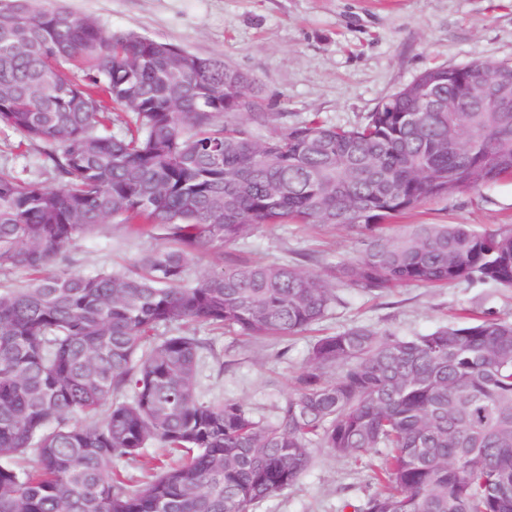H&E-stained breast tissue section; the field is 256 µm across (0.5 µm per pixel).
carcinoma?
Segmentation results:
<instances>
[{"mask_svg": "<svg viewBox=\"0 0 512 512\" xmlns=\"http://www.w3.org/2000/svg\"><path fill=\"white\" fill-rule=\"evenodd\" d=\"M196 59L0 0V124L43 143L62 179L0 171V270L37 274L0 290V512H250L295 484L313 448L377 456L375 489L343 505L353 512H512V322L322 336L270 419L206 398L207 345L181 330L286 338L336 305L334 287L295 266L223 262L260 224L357 233L360 256L340 273L368 294L512 289V224L389 223L512 177V112L491 110L512 91V63L430 69L343 127L290 126L248 74ZM432 89L446 111H418ZM114 122L123 130L105 132ZM108 219L137 235L161 227L169 245L124 272L65 269L75 238ZM206 251L215 262L189 281ZM150 444L177 461L131 489L115 464Z\"/></svg>", "mask_w": 512, "mask_h": 512, "instance_id": "cac0c4a2", "label": "carcinoma"}]
</instances>
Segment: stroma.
I'll list each match as a JSON object with an SVG mask.
<instances>
[{
  "label": "stroma",
  "instance_id": "35a3bbf8",
  "mask_svg": "<svg viewBox=\"0 0 512 512\" xmlns=\"http://www.w3.org/2000/svg\"><path fill=\"white\" fill-rule=\"evenodd\" d=\"M96 20L104 32L133 31L203 58L221 57L252 77L269 111L289 123L308 118L359 123L385 97L438 66L474 60L512 63V0H34ZM38 142L22 143L0 125V168L54 187ZM403 224H469L480 231L512 224V177L432 200L400 216ZM161 232L131 236L105 222L70 247L73 272L123 271L163 246ZM358 235L344 228L279 224L257 228L228 259L282 260L336 282V267L358 255ZM338 285L339 301L314 328L286 339L239 337L204 323L188 332L208 341L220 364H208L201 387L208 398L241 401L255 415H272L296 388L314 337L353 325L402 335L426 332L461 315L512 321V290L488 283L444 288L400 286L379 297ZM299 481L254 512H337L369 490L366 465L312 451Z\"/></svg>",
  "mask_w": 512,
  "mask_h": 512
}]
</instances>
